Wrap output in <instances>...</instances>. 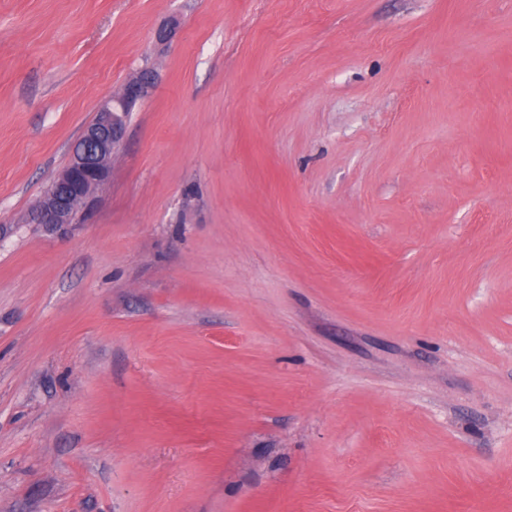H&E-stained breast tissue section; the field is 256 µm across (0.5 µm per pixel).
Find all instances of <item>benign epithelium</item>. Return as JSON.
Masks as SVG:
<instances>
[{
	"instance_id": "1",
	"label": "benign epithelium",
	"mask_w": 512,
	"mask_h": 512,
	"mask_svg": "<svg viewBox=\"0 0 512 512\" xmlns=\"http://www.w3.org/2000/svg\"><path fill=\"white\" fill-rule=\"evenodd\" d=\"M177 30L175 20L161 26L155 33L156 44L167 46ZM154 84V71L144 68L120 94L102 104L95 119L82 131L81 147L72 151L69 164L25 215L23 223L49 234L66 233L76 227L75 214L85 209L109 180L112 157L123 145L129 115Z\"/></svg>"
}]
</instances>
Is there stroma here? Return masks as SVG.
Masks as SVG:
<instances>
[{
  "instance_id": "35a3bbf8",
  "label": "stroma",
  "mask_w": 512,
  "mask_h": 512,
  "mask_svg": "<svg viewBox=\"0 0 512 512\" xmlns=\"http://www.w3.org/2000/svg\"><path fill=\"white\" fill-rule=\"evenodd\" d=\"M0 227V512H512V0H0ZM154 84V71L144 68L120 94L102 104L95 119L82 131L78 140L81 147L73 148L69 164L25 215L23 224L49 234L66 233L77 226L75 214L107 184L112 157L124 142L128 117Z\"/></svg>"
}]
</instances>
